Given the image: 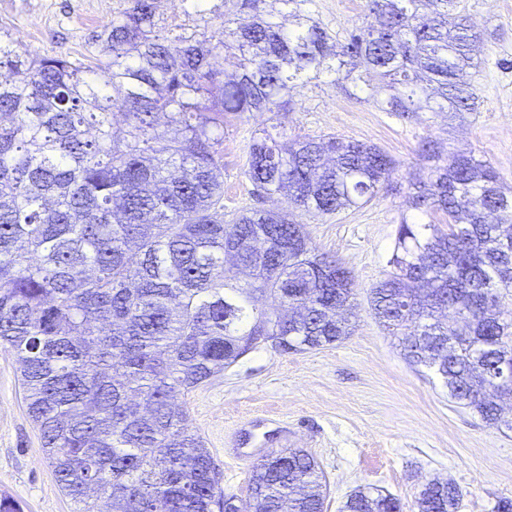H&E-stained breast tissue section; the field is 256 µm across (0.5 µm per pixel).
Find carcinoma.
<instances>
[{"mask_svg":"<svg viewBox=\"0 0 512 512\" xmlns=\"http://www.w3.org/2000/svg\"><path fill=\"white\" fill-rule=\"evenodd\" d=\"M181 0L221 17L163 33L156 0H127L91 36L105 61L30 58L0 39V349L21 365L27 412L74 512H230L221 474L192 431L184 397L267 339L284 352L351 334L354 281L288 212L224 219V122L286 112L321 75L388 93L389 112H473L465 79L482 34L459 0H365L375 25L340 41L311 0ZM239 54L224 75L219 58ZM122 124L112 122L115 114ZM167 118L166 128L158 125ZM419 156L392 270L372 289L404 358L434 369L457 404L502 416L496 367L512 361V190L472 153ZM396 161L375 145L290 138L284 123L248 147L257 195L282 193L315 216L370 202ZM231 263L242 285L224 275ZM327 485L303 448L255 466L242 512H323ZM461 490L432 479L418 512H457ZM339 512H401L359 489Z\"/></svg>","mask_w":512,"mask_h":512,"instance_id":"cac0c4a2","label":"carcinoma"}]
</instances>
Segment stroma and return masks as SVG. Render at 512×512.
Listing matches in <instances>:
<instances>
[{"label":"stroma","instance_id":"obj_1","mask_svg":"<svg viewBox=\"0 0 512 512\" xmlns=\"http://www.w3.org/2000/svg\"><path fill=\"white\" fill-rule=\"evenodd\" d=\"M126 0H0V38L20 42L33 57L63 52L95 60L93 33L126 8ZM484 34L468 78L478 95L474 112L385 111L368 91L324 75L296 88L289 111L245 114L224 129V212L257 206L292 211L318 251L351 271L356 314L351 336L302 353L261 345L185 398L190 426L204 440L225 493L246 501L254 463L268 451L306 449L326 478L325 512H338L354 489L372 486L397 497L402 512H417L424 484L453 479L458 512H492L512 499V431L486 426L454 403L442 378L411 366L377 320L371 289L389 271L402 216L411 215L407 181L428 176L417 154L424 140L445 153L471 151L512 186V0H462ZM313 18L345 34L367 24L363 0H311ZM283 121L292 137L333 135L378 146L397 162L390 188L369 203L325 216L291 209L273 194L251 195L244 175L247 146L265 126ZM252 458L237 462L227 449ZM0 492L24 512H73L44 458L30 420L15 356L0 349Z\"/></svg>","mask_w":512,"mask_h":512}]
</instances>
